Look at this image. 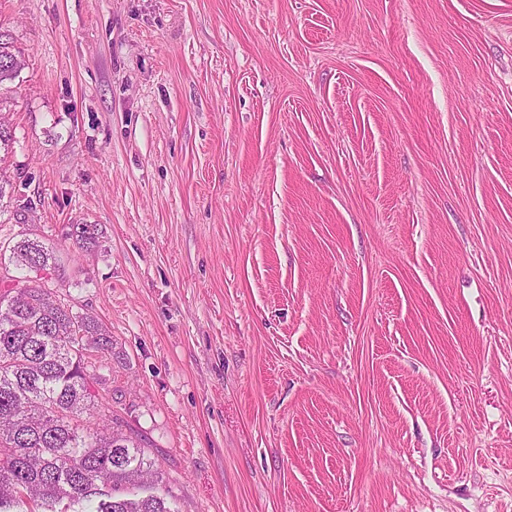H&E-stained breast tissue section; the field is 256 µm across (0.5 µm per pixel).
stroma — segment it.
<instances>
[{"mask_svg":"<svg viewBox=\"0 0 512 512\" xmlns=\"http://www.w3.org/2000/svg\"><path fill=\"white\" fill-rule=\"evenodd\" d=\"M0 43V245L56 248L171 507L512 512V0H0Z\"/></svg>","mask_w":512,"mask_h":512,"instance_id":"stroma-1","label":"stroma"}]
</instances>
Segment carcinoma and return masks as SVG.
<instances>
[{
    "label": "carcinoma",
    "mask_w": 512,
    "mask_h": 512,
    "mask_svg": "<svg viewBox=\"0 0 512 512\" xmlns=\"http://www.w3.org/2000/svg\"><path fill=\"white\" fill-rule=\"evenodd\" d=\"M20 61L0 45V82ZM19 269L39 272L56 250L24 239L10 247ZM112 350L106 328L73 311L41 279L0 292V512H179L154 493L142 439L94 423L106 379L95 360Z\"/></svg>",
    "instance_id": "obj_1"
}]
</instances>
